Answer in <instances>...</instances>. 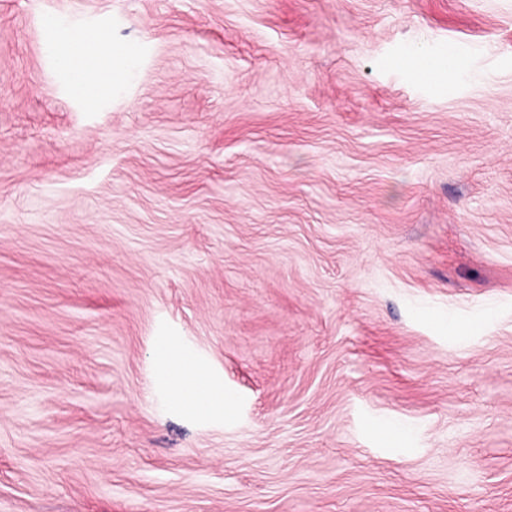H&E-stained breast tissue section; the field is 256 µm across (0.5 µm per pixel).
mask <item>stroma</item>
Returning a JSON list of instances; mask_svg holds the SVG:
<instances>
[{
    "label": "stroma",
    "instance_id": "35a3bbf8",
    "mask_svg": "<svg viewBox=\"0 0 512 512\" xmlns=\"http://www.w3.org/2000/svg\"><path fill=\"white\" fill-rule=\"evenodd\" d=\"M0 512H512V0H0ZM101 29H87L69 38L61 50L58 61L70 78L72 92L80 99L92 103L100 100L101 94L111 83L121 82L125 75L124 66L130 58L127 48L112 43ZM103 50L97 55V63L92 68L85 65V54L89 50ZM157 351L163 362L174 404L224 416L227 406L224 387L216 384L190 356L169 340H161Z\"/></svg>",
    "mask_w": 512,
    "mask_h": 512
}]
</instances>
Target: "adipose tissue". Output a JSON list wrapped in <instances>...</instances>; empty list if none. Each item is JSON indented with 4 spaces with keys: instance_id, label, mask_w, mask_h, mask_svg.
Returning <instances> with one entry per match:
<instances>
[{
    "instance_id": "adipose-tissue-1",
    "label": "adipose tissue",
    "mask_w": 512,
    "mask_h": 512,
    "mask_svg": "<svg viewBox=\"0 0 512 512\" xmlns=\"http://www.w3.org/2000/svg\"><path fill=\"white\" fill-rule=\"evenodd\" d=\"M129 57L127 48L111 45L106 31L87 29L67 40L58 61L69 75L72 92L95 103L105 88L121 82ZM157 351L174 404L207 414H224L227 400L222 386L172 342L160 341Z\"/></svg>"
}]
</instances>
